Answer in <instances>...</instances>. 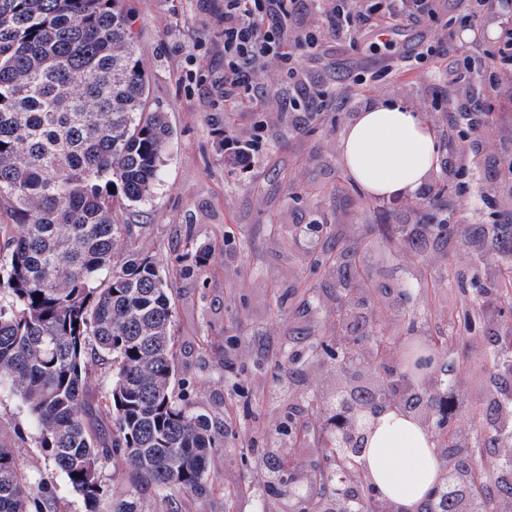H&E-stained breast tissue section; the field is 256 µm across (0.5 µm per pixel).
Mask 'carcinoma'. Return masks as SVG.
Here are the masks:
<instances>
[{"label": "carcinoma", "mask_w": 512, "mask_h": 512, "mask_svg": "<svg viewBox=\"0 0 512 512\" xmlns=\"http://www.w3.org/2000/svg\"><path fill=\"white\" fill-rule=\"evenodd\" d=\"M148 95L122 0H0V215L10 217L0 223V387L22 401L49 463L27 472L0 441V512H57V473L85 512H142L144 496L211 490L224 423L195 411L176 376L212 342L179 344L177 270L132 247L133 216L155 193L172 135L166 113L145 111ZM367 246L336 253V266L350 269L340 275L338 327L357 296H371L357 265ZM210 257L204 245L174 264L188 259L203 273ZM400 350L406 376L422 379L428 342ZM95 370L110 380L93 392ZM109 464L121 468L118 486L104 478ZM341 474L356 484L361 512L373 508L360 458L341 454L308 477L309 512H327ZM447 499L452 512H495L482 498Z\"/></svg>", "instance_id": "cac0c4a2"}]
</instances>
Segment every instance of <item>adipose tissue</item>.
Wrapping results in <instances>:
<instances>
[{"label": "adipose tissue", "instance_id": "obj_1", "mask_svg": "<svg viewBox=\"0 0 512 512\" xmlns=\"http://www.w3.org/2000/svg\"><path fill=\"white\" fill-rule=\"evenodd\" d=\"M340 148L348 175L369 197L415 193L439 156V144L423 117L395 101H379L358 113L343 130ZM362 469L399 512H419L440 462L425 427L390 410L377 419Z\"/></svg>", "mask_w": 512, "mask_h": 512}]
</instances>
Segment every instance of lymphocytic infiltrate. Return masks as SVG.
Instances as JSON below:
<instances>
[{
    "label": "lymphocytic infiltrate",
    "mask_w": 512,
    "mask_h": 512,
    "mask_svg": "<svg viewBox=\"0 0 512 512\" xmlns=\"http://www.w3.org/2000/svg\"><path fill=\"white\" fill-rule=\"evenodd\" d=\"M297 0H224V99H251L261 95L251 65L266 55H276L289 64L294 84L288 107L298 125L314 121L327 105V95L318 86L297 81L288 52V18ZM323 13L326 25L311 22L301 28L297 43L317 48L323 33L356 35L378 29H399L413 23L438 20L437 0H328ZM496 67L488 85L496 98L512 101V20L506 21L497 40L487 51Z\"/></svg>",
    "instance_id": "1"
}]
</instances>
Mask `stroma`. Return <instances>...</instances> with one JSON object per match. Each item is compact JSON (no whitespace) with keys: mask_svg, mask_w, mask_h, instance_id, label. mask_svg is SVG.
Listing matches in <instances>:
<instances>
[{"mask_svg":"<svg viewBox=\"0 0 512 512\" xmlns=\"http://www.w3.org/2000/svg\"><path fill=\"white\" fill-rule=\"evenodd\" d=\"M138 34L140 60L149 76L148 108L166 112L173 130L160 185L137 221L143 226L136 249L169 252L185 242L215 244L208 278L174 282L175 332L180 343L210 336L213 351L191 358L194 406L222 412L224 445L210 459L211 491L186 499L173 493L148 502L149 512H288L292 504L288 470L320 452L336 408L337 388L355 395L382 393L390 380L376 364L336 365L329 354L337 341L373 349L380 338L405 342L410 335L437 337L448 317L470 303L477 287L487 290L485 315L471 333H458L439 348L432 375L419 382L421 396H439L447 367H454L459 408L449 415L458 443L474 448L486 473L482 494L504 496L493 475L502 469V437L490 425L499 397L512 395V374L491 369L489 358L502 336L512 332V303L492 290L499 262L512 252V236L496 237L486 209L448 187L434 198L367 197L348 176L339 149L344 127L367 105L400 99L421 113L440 153L448 156L476 146L486 164L480 183L500 180L512 160V103L492 133L459 136L448 131L453 105L483 94L493 66L481 49L512 16L502 0L478 19V34L465 31L466 0H441L436 23L404 28L393 46L361 38L357 45L324 35L316 51L296 48L299 79L321 85L336 106L305 128H296L285 101L288 69L269 56L252 65L255 82L269 90L259 102H224V0H124ZM448 37L447 57L399 67L396 59ZM468 58L471 72L453 82L449 61ZM446 94L448 105L434 99ZM263 126L262 148L244 173L224 164L215 129L249 138ZM447 219L448 230L428 239L423 258L398 250L393 226L426 217ZM375 239L361 257L378 291V302L353 308L344 326L336 324V271L313 267L316 256L335 251L346 238ZM452 282H444L446 271ZM414 310L416 324L401 317ZM320 404V428L305 431L309 399ZM487 424L474 427L472 413ZM36 428L20 399L0 392V440L13 445L19 464L45 468Z\"/></svg>","mask_w":512,"mask_h":512,"instance_id":"stroma-1","label":"stroma"}]
</instances>
